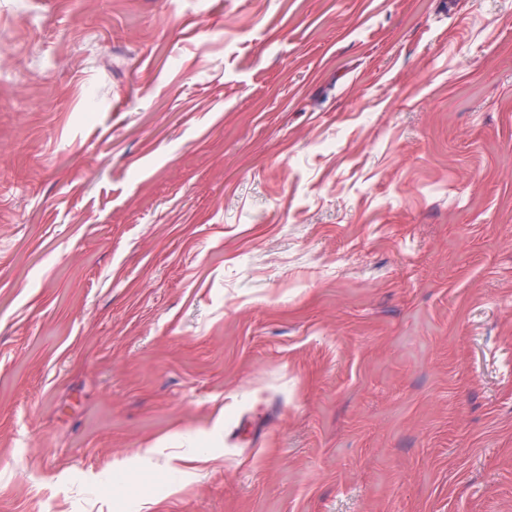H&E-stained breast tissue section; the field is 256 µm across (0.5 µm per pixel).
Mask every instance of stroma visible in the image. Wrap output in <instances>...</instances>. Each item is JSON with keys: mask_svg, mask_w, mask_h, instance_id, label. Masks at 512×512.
Listing matches in <instances>:
<instances>
[{"mask_svg": "<svg viewBox=\"0 0 512 512\" xmlns=\"http://www.w3.org/2000/svg\"><path fill=\"white\" fill-rule=\"evenodd\" d=\"M0 55V512H512V0H0Z\"/></svg>", "mask_w": 512, "mask_h": 512, "instance_id": "1", "label": "stroma"}]
</instances>
